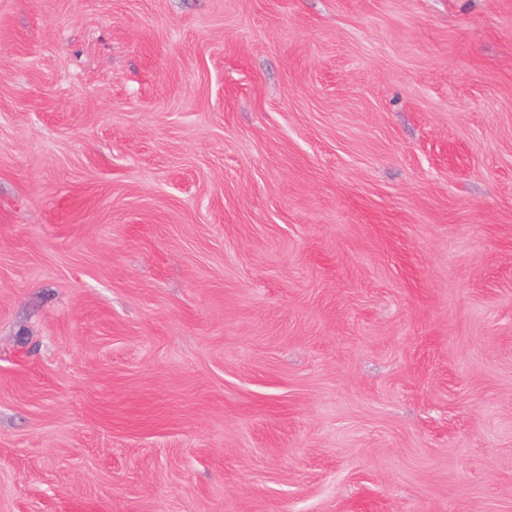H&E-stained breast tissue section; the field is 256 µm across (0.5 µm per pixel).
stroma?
I'll use <instances>...</instances> for the list:
<instances>
[{
    "label": "stroma",
    "instance_id": "obj_1",
    "mask_svg": "<svg viewBox=\"0 0 512 512\" xmlns=\"http://www.w3.org/2000/svg\"><path fill=\"white\" fill-rule=\"evenodd\" d=\"M0 512H512V0H0Z\"/></svg>",
    "mask_w": 512,
    "mask_h": 512
}]
</instances>
